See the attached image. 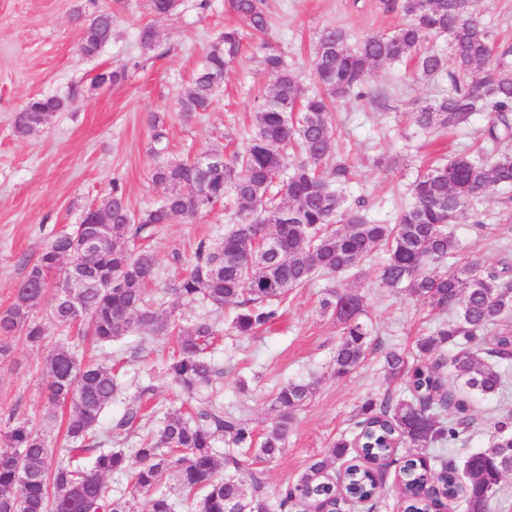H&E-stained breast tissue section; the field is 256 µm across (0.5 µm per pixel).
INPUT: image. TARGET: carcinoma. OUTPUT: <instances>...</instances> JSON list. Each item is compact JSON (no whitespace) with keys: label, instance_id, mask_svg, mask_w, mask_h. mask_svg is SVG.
Instances as JSON below:
<instances>
[{"label":"carcinoma","instance_id":"obj_1","mask_svg":"<svg viewBox=\"0 0 512 512\" xmlns=\"http://www.w3.org/2000/svg\"><path fill=\"white\" fill-rule=\"evenodd\" d=\"M228 12L242 27H229L205 56L191 86L180 99L190 115L209 111L224 73L239 56L243 39L265 35L270 29L266 0H225ZM406 21L389 35H372L350 42L339 27L323 29L313 46V67L319 89L309 92L289 67L285 56L271 48L263 56L264 69L275 76L271 91L252 115V130L243 149L230 155L209 150L214 167L209 177L188 161L162 160L150 180L161 193L159 204L139 213L127 205L119 180L97 209L109 219L98 262L112 269V280L83 297L85 313L69 307L65 265L71 258L70 233L55 236L35 260L22 261L26 274L15 288L12 303L0 311V335L21 336L32 347L42 346L44 323L38 316L46 288L55 295L49 317L79 335L110 348L127 336H139L138 349L148 338L172 337L165 377L180 388L189 411L163 414L161 425L139 436L134 448L137 465H129L125 451L104 447L114 437L142 428L145 404L155 398V387H140L125 396V359L115 365L85 363L69 346L58 343L45 359L46 394L52 406L70 408L65 435L71 448L68 461H53L46 438L22 418H10L0 430V512H127V502L112 496L106 478L118 474L145 496V512H288L330 500L337 512L350 502L373 501L380 492L368 472L357 463L346 466L344 495L336 496L329 476L336 461L351 448L370 458L396 448L408 454L392 457L403 479L400 492L407 512L430 505L427 491L434 483L453 491L458 466L444 459L436 471L421 455L425 448L442 447L471 425L466 416L468 393L490 397L504 384L506 371L499 362L512 359V266L484 267L473 255L450 274L441 270L462 244L449 226L464 220L483 226L477 204L498 190L512 187V45L496 52L490 32L476 17L478 0H402ZM446 34L449 54L428 46L431 38ZM112 39V14L97 13L83 25L80 52L95 56ZM409 57L418 75L430 79L448 72V93L421 104L413 122L422 131L456 128L486 110V145L476 153L462 152L432 166L411 185L409 203L394 224L371 219L365 204L346 205L344 189L357 171L341 152L335 136L334 102L338 98L369 96L366 87L373 69L386 61ZM455 70L447 71L448 62ZM485 70L476 78L473 70ZM67 102L36 97L16 113L14 131L26 138L43 127L51 114ZM153 152L166 149L163 117H150ZM230 205L234 222L215 243L200 241L191 265L175 280L171 292L187 305L204 302L219 312L237 309L231 328L251 336L277 319L288 292L316 277L336 278L359 269L375 248L387 246L388 257L379 271V285L406 291L452 317L420 336L414 352L390 349L384 353L387 378L405 380V394L387 392L365 399L351 418V436H340L330 451L314 460L295 483L271 498L261 473L250 484L221 477L219 465L240 468L273 460L286 448L288 430L297 411L312 398L314 382L291 380L271 399L274 422L262 436L239 415L224 410L217 399L224 366L212 357L220 339V322L213 317L180 321L160 313L149 297L157 260L131 244L151 238L160 224L192 219L219 202ZM272 228L277 249L254 256L251 241ZM340 326L333 354L336 377L360 366L373 351V327L366 320L365 298L346 286L329 288L320 302ZM456 348L447 356L448 346ZM124 400L122 414L100 429L106 408ZM224 438L218 453L215 443ZM98 450L91 465L85 455ZM175 483L168 484L170 471ZM512 471V417L490 426L487 448L471 454L463 464L467 478L463 502L466 512H488L490 500L501 489L504 473Z\"/></svg>","mask_w":512,"mask_h":512}]
</instances>
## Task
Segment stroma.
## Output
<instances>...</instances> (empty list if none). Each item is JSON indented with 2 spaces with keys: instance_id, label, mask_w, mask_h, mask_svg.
I'll return each mask as SVG.
<instances>
[{
  "instance_id": "1",
  "label": "stroma",
  "mask_w": 512,
  "mask_h": 512,
  "mask_svg": "<svg viewBox=\"0 0 512 512\" xmlns=\"http://www.w3.org/2000/svg\"><path fill=\"white\" fill-rule=\"evenodd\" d=\"M180 0L176 12L158 16L147 0H0V310L7 308L24 275L23 259H36L54 235L80 223L86 209L108 194L113 179H121L131 210L140 212L157 198L149 181L156 163L151 152V114L162 115L169 155L192 157L210 149H235L249 137L258 97L269 92L274 78L262 64L264 44L283 52L306 89L316 86L312 48L328 26L345 28L351 41L392 33L404 20L384 0H268L272 27L266 37L244 40V50L224 77L210 111L185 117L179 100L186 93L207 51L226 26L238 25L224 0ZM101 11L112 14V39L93 57L78 48L79 18ZM156 34L155 49L140 42L143 27ZM122 66V81L96 85L94 77ZM447 75L417 78L408 59L379 65L370 81L385 91L382 101L345 98L337 102L336 135L359 178L350 194L366 198L370 215L381 224L394 223L410 199V186L432 165L451 159L475 145L486 126L484 113L468 124L422 131L412 122L420 102L437 98L448 88ZM35 96L67 99L68 106L53 114L35 135L16 137L15 114ZM487 233L458 224L456 234L465 251L481 254L487 264L512 263V187L499 190L480 206ZM228 218L215 205L190 222L160 225L150 242L158 275L149 286L152 297L177 315H209V306H183L172 294L173 280L191 260L199 241L223 233ZM387 257L378 248L358 275L339 277L365 297L378 347L362 365L339 378L331 366L340 327L320 309L330 282L315 279L288 296L283 316L254 336L235 335L233 309L220 312L223 342L216 353L224 365V408L242 411L256 433L269 429L275 414L273 393L292 379H314L316 392L295 416L282 455L262 463L267 493L273 494L304 472L312 459L329 451V442L347 430L357 407L369 396L398 390L388 380L382 357L392 348L411 349L421 333L439 320L427 302L406 293L393 294L378 285ZM46 345L34 348L22 338L11 341V363L0 369V429L9 417L26 418L48 438L53 448L63 443L67 410L49 405L44 360L49 346L66 341L67 334L45 321ZM138 337H126L129 390L154 384L163 409H180L184 397L160 372L159 350L169 347L159 336L138 350ZM507 384L495 396L470 404L473 428L448 445L446 457L464 458L488 444L483 422L512 413V362ZM247 392H239L238 379ZM437 463V449H428Z\"/></svg>"
}]
</instances>
